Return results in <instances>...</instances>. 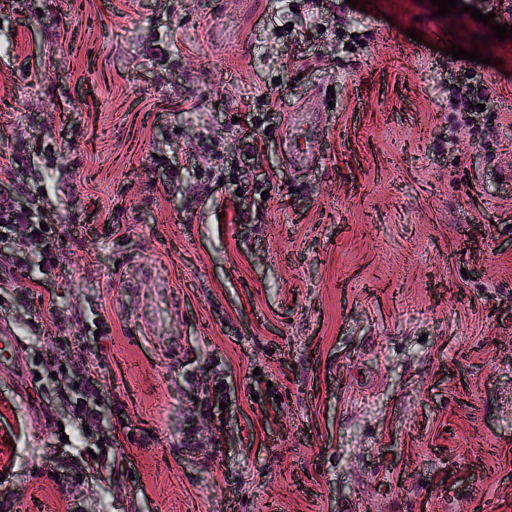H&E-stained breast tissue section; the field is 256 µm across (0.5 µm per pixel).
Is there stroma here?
<instances>
[{"label":"stroma","instance_id":"obj_1","mask_svg":"<svg viewBox=\"0 0 512 512\" xmlns=\"http://www.w3.org/2000/svg\"><path fill=\"white\" fill-rule=\"evenodd\" d=\"M293 2L39 0L36 18L0 0V152L56 144L28 183L36 220L61 227L57 266L28 249L6 306L29 362L0 377V512H512V40L430 0ZM297 32L321 66L269 57ZM470 66L504 125L456 123L440 77ZM294 109L324 117L304 143L322 162L297 176ZM206 144L223 180L197 175ZM145 266L169 285L178 351L141 320L156 283L127 290ZM87 333L106 450L79 440L78 395L59 400L45 365L54 337ZM217 372L211 448L196 402ZM90 451L111 480H55Z\"/></svg>","mask_w":512,"mask_h":512}]
</instances>
